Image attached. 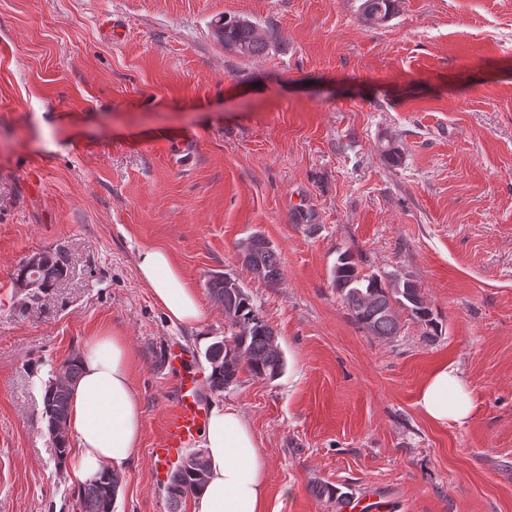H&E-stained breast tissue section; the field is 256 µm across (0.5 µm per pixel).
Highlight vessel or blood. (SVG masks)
<instances>
[{
    "label": "vessel or blood",
    "mask_w": 512,
    "mask_h": 512,
    "mask_svg": "<svg viewBox=\"0 0 512 512\" xmlns=\"http://www.w3.org/2000/svg\"><path fill=\"white\" fill-rule=\"evenodd\" d=\"M172 387L175 403L166 415L162 442L151 451L154 469L158 472L167 468L175 457L188 448L207 415L200 401V384L191 374H173Z\"/></svg>",
    "instance_id": "b4317fda"
}]
</instances>
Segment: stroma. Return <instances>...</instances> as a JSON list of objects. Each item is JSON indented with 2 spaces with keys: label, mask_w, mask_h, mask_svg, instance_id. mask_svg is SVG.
Wrapping results in <instances>:
<instances>
[{
  "label": "stroma",
  "mask_w": 512,
  "mask_h": 512,
  "mask_svg": "<svg viewBox=\"0 0 512 512\" xmlns=\"http://www.w3.org/2000/svg\"><path fill=\"white\" fill-rule=\"evenodd\" d=\"M0 0V512H79L42 394L103 328L126 337L142 436L115 512H169L150 450L171 406L168 347L201 373L236 278L275 331L283 375H241L208 404L239 409L268 461V512H340L327 485L386 512H512V0ZM246 17L247 59L212 35ZM118 25L113 39L105 22ZM394 146L397 164L381 151ZM283 279L253 278L249 236ZM162 246L202 320L170 322L140 279ZM65 253L49 295L18 292L29 254ZM415 284L442 326L355 324L331 285L341 254ZM455 363L476 409L437 426L416 404ZM221 19L216 25L222 24L224 29V45L231 43L236 52L244 58H254L263 55L268 49V43L256 34V27L247 19Z\"/></svg>",
  "instance_id": "35a3bbf8"
}]
</instances>
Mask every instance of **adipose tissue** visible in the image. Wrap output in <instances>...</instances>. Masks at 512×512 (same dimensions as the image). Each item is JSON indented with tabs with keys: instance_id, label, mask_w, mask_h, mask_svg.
<instances>
[{
	"instance_id": "ef3b65f1",
	"label": "adipose tissue",
	"mask_w": 512,
	"mask_h": 512,
	"mask_svg": "<svg viewBox=\"0 0 512 512\" xmlns=\"http://www.w3.org/2000/svg\"><path fill=\"white\" fill-rule=\"evenodd\" d=\"M136 267L168 319L189 327L199 323L196 290L168 251L142 248ZM80 356L69 417L77 446L69 467L74 478L85 482L104 469L122 470L131 461L141 438L142 413L131 384L130 349L124 336L102 330L90 337ZM416 404L428 421L440 426L464 424L475 410L473 393L452 363L429 374ZM200 436L208 475L195 498V512H266L268 463L242 413L213 405Z\"/></svg>"
}]
</instances>
